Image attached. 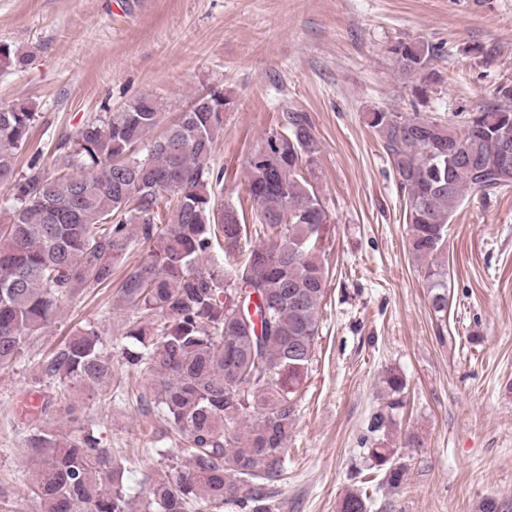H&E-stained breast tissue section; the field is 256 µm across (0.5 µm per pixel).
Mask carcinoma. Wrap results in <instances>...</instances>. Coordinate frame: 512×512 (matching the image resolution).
<instances>
[{
	"label": "carcinoma",
	"mask_w": 512,
	"mask_h": 512,
	"mask_svg": "<svg viewBox=\"0 0 512 512\" xmlns=\"http://www.w3.org/2000/svg\"><path fill=\"white\" fill-rule=\"evenodd\" d=\"M437 52L427 42L391 49L404 76L425 71ZM29 59L0 44V69ZM228 105L224 92L201 91L152 138L164 116L144 95L59 134L23 169L17 154L30 147L36 113L0 106V368L24 361L31 392L55 388V400L22 421L35 475L0 485V512H20L21 499L30 512H278L295 396L315 357L329 287L330 217L303 173L320 151L305 112L282 113L247 161L262 244H251L238 211L215 205L224 169L213 152ZM364 119L397 175L410 254L442 319L448 224L465 200L512 185V83L446 121L384 109ZM46 150L56 157L50 169L41 163ZM138 247L147 257L120 283L126 315L117 350L89 324L31 353L62 304L111 287ZM256 293L262 304L252 311ZM117 363L152 382L154 400L140 393L136 404L166 424L172 444L153 449L169 465L146 475L135 496L124 483L130 460L112 456L72 396L111 387ZM406 386L399 371L386 370L382 405L361 436L370 468L394 487L407 467L389 430ZM53 407L68 431L47 423ZM374 502L365 491L349 494L340 512H370Z\"/></svg>",
	"instance_id": "1"
}]
</instances>
